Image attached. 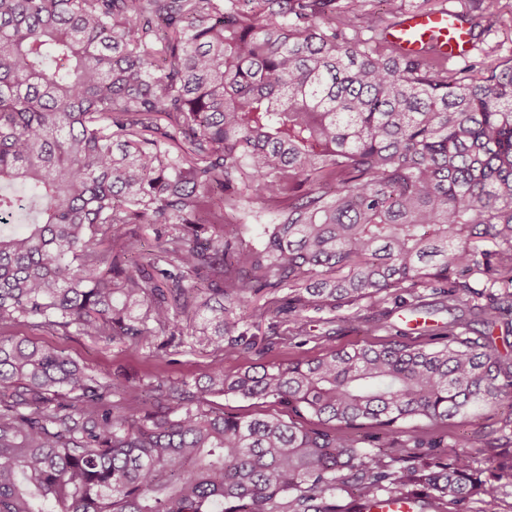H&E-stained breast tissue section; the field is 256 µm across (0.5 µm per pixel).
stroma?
Instances as JSON below:
<instances>
[{"mask_svg":"<svg viewBox=\"0 0 512 512\" xmlns=\"http://www.w3.org/2000/svg\"><path fill=\"white\" fill-rule=\"evenodd\" d=\"M288 296L287 289L274 293L263 292L253 297L248 311L247 327L251 334L264 338L271 332L288 330L287 315L277 313L276 308ZM365 311L364 302L344 303L336 308H311L304 311L307 333L300 343L289 341L274 342L268 348H259L236 356L225 355L222 351L207 345H185L174 348L165 345L163 336L149 337L146 342L129 346L115 342L108 344L76 333L69 335L53 330L36 331L26 325L7 328L10 336L25 338L40 345L63 352L70 359L95 371L110 372L117 380H129L140 385L157 384L165 381H185L201 384L213 369L224 370L225 374L260 367L263 365H285L296 356L313 358L319 356L324 347L349 350L356 346L373 343L382 344L392 338L407 342L424 343L437 327L448 321L447 312L421 313L411 315L403 308L393 311L388 319V329L375 333L366 332L351 323L354 314ZM331 332L330 341H323L322 333ZM202 409L218 408L231 416L251 418L262 414L287 415L286 405L263 399H242L227 396H204ZM502 408L488 406L480 410L477 417L454 419L447 425L432 428L427 422H407L400 426L397 436L400 440L411 441L434 437L445 445H452L458 437L475 438L472 450L475 468L481 469L502 488L498 497H473L462 506L463 512H512V472L498 469L496 462L484 450L485 442L493 431L503 425Z\"/></svg>","mask_w":512,"mask_h":512,"instance_id":"obj_1","label":"stroma"}]
</instances>
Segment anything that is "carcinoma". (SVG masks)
<instances>
[{"label": "carcinoma", "instance_id": "1", "mask_svg": "<svg viewBox=\"0 0 512 512\" xmlns=\"http://www.w3.org/2000/svg\"><path fill=\"white\" fill-rule=\"evenodd\" d=\"M376 2L0 0V327L159 329L231 356L256 345L241 327L264 290L289 288L293 339L318 306L365 300L351 321L375 331L410 286L448 304L438 345L215 369L196 395L151 386L144 415L112 404L142 388L0 333V512H340L326 495L349 480L366 500L500 493L469 438L445 455L394 435L488 405L512 426L493 336L512 312V57H402ZM471 2L474 39L498 0ZM206 393L293 416L204 411ZM338 425L379 428L392 457Z\"/></svg>", "mask_w": 512, "mask_h": 512}]
</instances>
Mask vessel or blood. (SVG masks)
Returning <instances> with one entry per match:
<instances>
[{"label":"vessel or blood","mask_w":512,"mask_h":512,"mask_svg":"<svg viewBox=\"0 0 512 512\" xmlns=\"http://www.w3.org/2000/svg\"><path fill=\"white\" fill-rule=\"evenodd\" d=\"M467 24L456 11L439 9L406 13L402 21L387 32L388 40L402 53L419 56L428 48L451 60L466 59L473 45L466 33ZM359 512H422L419 498L404 496L387 500H366Z\"/></svg>","instance_id":"obj_1"}]
</instances>
